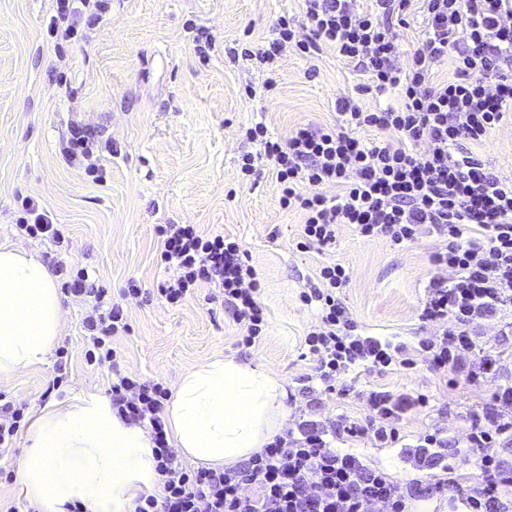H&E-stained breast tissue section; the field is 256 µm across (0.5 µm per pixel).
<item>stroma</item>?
I'll return each mask as SVG.
<instances>
[{"label":"stroma","instance_id":"obj_1","mask_svg":"<svg viewBox=\"0 0 512 512\" xmlns=\"http://www.w3.org/2000/svg\"><path fill=\"white\" fill-rule=\"evenodd\" d=\"M300 6V0H112L89 41L58 52L42 32L51 0H0V244L32 252L50 266L61 260L94 274L128 314L130 333L114 340L125 369L167 388L220 353L278 373L290 394L291 420L303 411L323 420L365 417V400L374 391L425 396L427 407L402 415L399 443H335L404 483L418 475L408 450L421 432L436 426L449 437L461 436L468 413L512 385V335H501L496 324H477V344L498 352L503 364L499 375L484 381L444 376L420 362L411 369L363 371L348 376L343 391L301 396L304 339L316 322L301 293L322 265L348 270L340 295L359 331L395 336L411 347L442 330L419 321L418 313L426 285L444 270L432 262L442 245L433 234L394 248L343 224L335 247H299L301 215L280 206L269 163L257 161L251 180H240L241 156L259 150L245 139V128L261 123L284 140L299 127L336 124L338 97L357 96L367 109L384 103L357 95L366 76L330 48L312 58L286 51L272 74L248 60L231 61L226 47L267 45L279 17L298 14ZM191 21L207 27L224 49L200 60L186 29ZM74 116L112 142L102 182L88 180L63 157L66 122ZM473 151L512 179V123L493 130ZM24 197L51 212L63 247L18 235L15 219ZM158 224H196L239 240L256 270L264 308L255 346L241 345L244 325L229 308L206 303V288L174 305L153 296L168 277L157 263ZM131 279L143 297L123 296ZM60 301L65 327L56 350L44 364L0 385L31 414L58 396L109 388L107 369L85 359L82 321L90 302L67 295ZM60 373L64 385L52 390Z\"/></svg>","mask_w":512,"mask_h":512}]
</instances>
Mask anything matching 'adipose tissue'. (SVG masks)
<instances>
[{
	"instance_id": "1",
	"label": "adipose tissue",
	"mask_w": 512,
	"mask_h": 512,
	"mask_svg": "<svg viewBox=\"0 0 512 512\" xmlns=\"http://www.w3.org/2000/svg\"><path fill=\"white\" fill-rule=\"evenodd\" d=\"M62 327L50 270L23 249L0 246V381L44 363ZM287 395L264 365L215 356L180 378L165 409L167 428L194 463L232 469L285 429ZM26 437L21 470L36 512H67L77 500L127 508L155 486L148 430L122 421L98 392L47 402Z\"/></svg>"
}]
</instances>
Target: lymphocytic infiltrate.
<instances>
[{
    "label": "lymphocytic infiltrate",
    "instance_id": "1",
    "mask_svg": "<svg viewBox=\"0 0 512 512\" xmlns=\"http://www.w3.org/2000/svg\"><path fill=\"white\" fill-rule=\"evenodd\" d=\"M54 2L44 36L58 49L85 39L110 10V0ZM411 2L372 0L371 8L361 10L354 0H303L300 16L279 18L277 36L267 47L240 50L242 58L271 72L286 49L309 56L328 46L367 76L362 92L397 96L395 103L374 110L340 97L339 125L301 127L282 142L269 139L263 125L247 128V139L259 144L260 153L242 156L240 174L253 175L256 159L271 163L280 206L302 215L303 242L330 246L341 224L396 248L433 233L443 241L433 260L449 270L448 276L429 281L419 313L422 322H441L445 328L411 350L391 338L359 333L338 295L349 280L346 268L322 266L302 294L319 321L305 337L313 361L311 374L302 378L307 393L318 386L334 390L337 380L359 368L409 369L422 361L435 372L461 373L471 382L498 369L495 352L477 345L472 326L512 309V182L491 171L471 147L512 113V0H421L425 36L406 54L396 29L405 24ZM446 61L453 66L452 77L435 81V67ZM364 128L382 131L385 140L358 137ZM68 132V161L100 181L111 142L78 120L69 123ZM330 187L335 195H327ZM16 227L32 239L61 240L50 212L30 198L21 202ZM155 231L157 260L170 273L156 288L159 297L176 304L210 285L235 320L246 324L242 345H255L264 312L256 299V271L239 242L193 224H159ZM63 290L93 304L83 320L86 360L111 370L113 409L151 430L157 485L135 500L133 512H407L409 499L437 493L448 494V512H496L501 493L512 488V463L490 453L497 445L512 444L511 386L470 413L465 438L451 458L435 454L448 445L442 429L432 427L418 437L422 469L438 473L428 482L398 483L333 446L340 435L379 445L399 442L400 413L426 406L427 400L386 392L370 395L368 419L296 422L238 468L183 467L162 417L167 388L122 369L112 345L114 337L130 330L123 308L83 268L70 273ZM468 472L478 476L479 487L464 481Z\"/></svg>",
    "mask_w": 512,
    "mask_h": 512
}]
</instances>
